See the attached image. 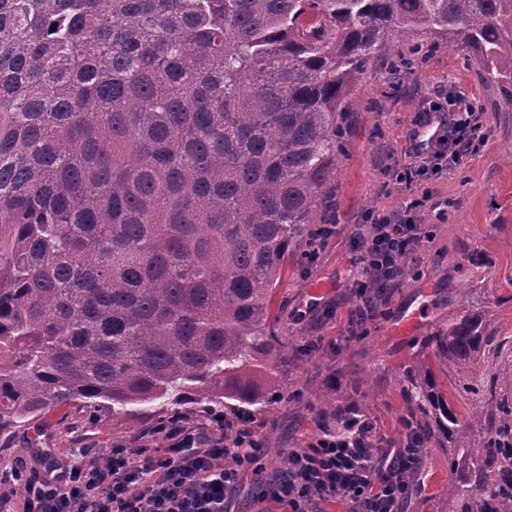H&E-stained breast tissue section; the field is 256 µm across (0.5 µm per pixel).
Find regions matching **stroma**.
Listing matches in <instances>:
<instances>
[{"instance_id": "35a3bbf8", "label": "stroma", "mask_w": 512, "mask_h": 512, "mask_svg": "<svg viewBox=\"0 0 512 512\" xmlns=\"http://www.w3.org/2000/svg\"><path fill=\"white\" fill-rule=\"evenodd\" d=\"M437 89L472 98L489 141L436 183V199L446 209L424 212L431 241L408 260L383 315L350 330L359 299L349 238L370 212L396 208L413 196L403 186L386 184L380 152L402 158L422 100ZM349 120L332 193L339 233L313 266L289 262L277 290L280 323L291 342L288 359L277 371L282 394L252 413L261 446L228 495L226 512H286L262 498L265 483L283 469L289 450L309 447L323 430H335L337 412L352 409L369 418L379 446L399 441L409 416L408 377L430 356L431 332L449 317L475 308L493 310L499 341L512 346V107L482 79L477 63L443 46L402 75L375 64L353 92ZM416 309L423 317L421 330L394 335L399 320ZM477 373L475 392L463 389L456 375L436 376L458 413L476 410L493 384L488 364H480ZM161 420L158 414L137 419L106 411L93 417L77 408L51 410L39 431L16 432L0 448V474L19 464L36 465L39 448L69 463L84 448L105 455L120 441L156 444L154 430ZM449 479L447 453L427 448L418 486L403 512H453Z\"/></svg>"}]
</instances>
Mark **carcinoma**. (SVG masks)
Instances as JSON below:
<instances>
[{
  "instance_id": "cac0c4a2",
  "label": "carcinoma",
  "mask_w": 512,
  "mask_h": 512,
  "mask_svg": "<svg viewBox=\"0 0 512 512\" xmlns=\"http://www.w3.org/2000/svg\"><path fill=\"white\" fill-rule=\"evenodd\" d=\"M422 35L512 85V0H0V436L61 407L267 404L276 286L336 223L352 90ZM496 332L450 317L410 375L459 512H512V358L465 418L434 368L470 381Z\"/></svg>"
}]
</instances>
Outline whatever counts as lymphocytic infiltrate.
<instances>
[{
    "instance_id": "f902f5d3",
    "label": "lymphocytic infiltrate",
    "mask_w": 512,
    "mask_h": 512,
    "mask_svg": "<svg viewBox=\"0 0 512 512\" xmlns=\"http://www.w3.org/2000/svg\"><path fill=\"white\" fill-rule=\"evenodd\" d=\"M429 125L435 136L421 141L420 132ZM488 140L469 96L431 99L418 113L403 160H389L383 172L389 182L420 188V196L404 208L371 213L367 232L350 238L362 301L358 321L379 315L384 294L427 239L419 212L433 200L434 182ZM352 425L351 435L326 432L311 447L290 451L286 469L269 487L270 497L291 512H307L314 500L342 502L346 512H398L421 443L408 435L399 446L379 448L370 422L356 418ZM156 435L162 440L156 448L120 446L105 456L84 454L73 464L47 452L38 465L15 467L9 480L20 487L21 512H224L226 489L259 444L243 414L215 416L205 425L173 418Z\"/></svg>"
}]
</instances>
